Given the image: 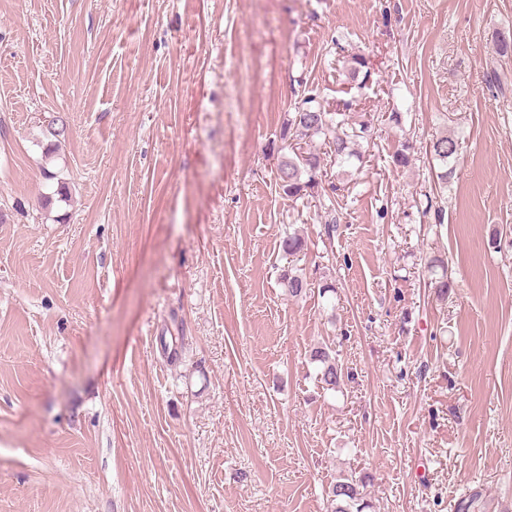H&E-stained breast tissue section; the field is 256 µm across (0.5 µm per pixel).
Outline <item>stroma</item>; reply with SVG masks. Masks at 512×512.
Wrapping results in <instances>:
<instances>
[{
  "instance_id": "1",
  "label": "stroma",
  "mask_w": 512,
  "mask_h": 512,
  "mask_svg": "<svg viewBox=\"0 0 512 512\" xmlns=\"http://www.w3.org/2000/svg\"><path fill=\"white\" fill-rule=\"evenodd\" d=\"M503 37L512 0H0V512H327L346 475L512 512ZM302 80L367 132L297 200ZM460 147L459 139L451 136L438 137L430 143L429 152L437 159L448 162L456 158ZM301 151L293 156H282L278 165V179L284 193L296 199L305 196L313 197L315 189L318 192L322 179L319 181L318 172L321 171V159L318 154L310 150L304 151L302 146L297 147ZM295 148V149H297ZM328 346H317L311 349L309 357L311 363H315L318 368L317 378L323 388L336 390L340 386L342 379L341 369L336 363L335 357H332Z\"/></svg>"
}]
</instances>
